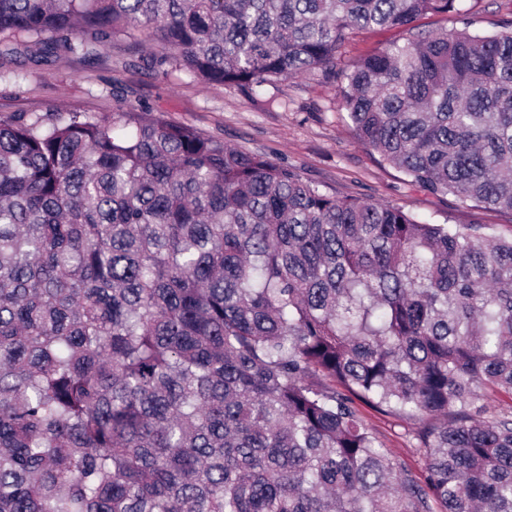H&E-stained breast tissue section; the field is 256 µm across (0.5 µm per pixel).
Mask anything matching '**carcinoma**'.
<instances>
[{
	"label": "carcinoma",
	"instance_id": "1",
	"mask_svg": "<svg viewBox=\"0 0 512 512\" xmlns=\"http://www.w3.org/2000/svg\"><path fill=\"white\" fill-rule=\"evenodd\" d=\"M457 0H0V62L339 80L356 139L512 212V20ZM407 37L337 69L349 35ZM338 196L128 105L0 119V512H512V237ZM419 424V482L353 398ZM462 15L442 17H427L417 24L423 30L439 28L460 29L463 27L461 19L470 22V30L490 32L499 29L497 26L505 19L512 18V0H461ZM512 401L505 393L489 392L477 400L471 407V414L484 420H490L506 410H510Z\"/></svg>",
	"mask_w": 512,
	"mask_h": 512
}]
</instances>
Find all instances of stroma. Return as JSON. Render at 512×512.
<instances>
[{
	"label": "stroma",
	"mask_w": 512,
	"mask_h": 512,
	"mask_svg": "<svg viewBox=\"0 0 512 512\" xmlns=\"http://www.w3.org/2000/svg\"><path fill=\"white\" fill-rule=\"evenodd\" d=\"M460 8L461 16L427 17L419 27L452 30L467 21L472 30L490 32L512 18V0H460ZM402 37L394 29L354 33L341 50V61L352 66ZM148 55L145 44L118 34L90 62L62 59L39 68L9 64L0 70V118L84 112L108 121L120 106L138 104L225 143L265 152L337 195L388 201L431 224H483L491 233L512 235L511 214L466 208L451 195H431L380 163L357 141L337 87L318 76L288 79L249 98L233 87L202 85L181 71L148 68L142 63ZM355 408L384 448L414 477L424 479L414 423L360 401Z\"/></svg>",
	"instance_id": "stroma-1"
}]
</instances>
